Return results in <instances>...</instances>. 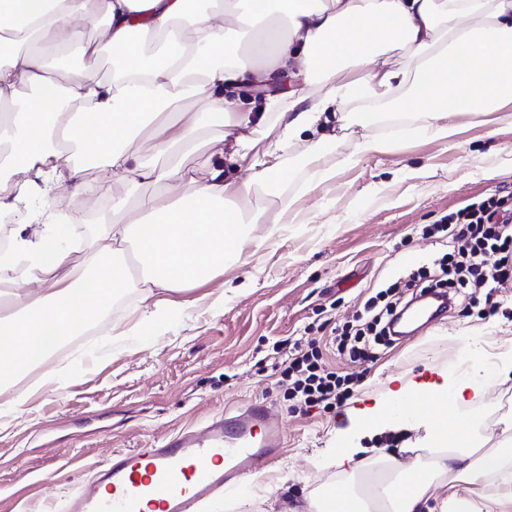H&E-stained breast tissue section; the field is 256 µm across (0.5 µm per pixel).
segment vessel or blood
Listing matches in <instances>:
<instances>
[{
  "instance_id": "vessel-or-blood-1",
  "label": "vessel or blood",
  "mask_w": 512,
  "mask_h": 512,
  "mask_svg": "<svg viewBox=\"0 0 512 512\" xmlns=\"http://www.w3.org/2000/svg\"><path fill=\"white\" fill-rule=\"evenodd\" d=\"M284 432L265 403L217 414L156 447L112 451L70 497L67 512H208L259 466L277 460Z\"/></svg>"
}]
</instances>
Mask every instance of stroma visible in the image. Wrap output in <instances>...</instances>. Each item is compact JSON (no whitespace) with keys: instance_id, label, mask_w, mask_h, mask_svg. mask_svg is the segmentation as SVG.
<instances>
[{"instance_id":"stroma-1","label":"stroma","mask_w":512,"mask_h":512,"mask_svg":"<svg viewBox=\"0 0 512 512\" xmlns=\"http://www.w3.org/2000/svg\"><path fill=\"white\" fill-rule=\"evenodd\" d=\"M337 142L312 155L298 142L283 160L273 192L292 199L275 242L249 245L239 262L204 284L171 293L166 314L152 317L139 289L118 295L104 322L123 330L106 338L80 330L50 367L64 386L45 383L23 417L0 430V512H66L72 490L113 449L156 445L209 417L266 403L285 430L272 468L225 498L222 512H282L319 497L322 484L347 485L337 455L353 451L365 468L430 445V417L411 406L373 425L360 411L386 402L389 379L405 385L431 369L456 377L489 371L482 394L460 411L485 447L512 448V281L497 288V310L460 297L430 327L380 348L374 359L339 358L331 336L362 314L367 299L445 253L428 225L464 205L512 192V105L454 118L445 140L425 134L424 107L349 104ZM388 141L380 152L356 154L361 134ZM146 185L104 189L90 206L62 203L54 222L93 229L112 216L113 198L130 195L133 214L154 198ZM302 338L320 347L328 370L357 373L353 396L332 410L292 411L287 386L273 367L274 348ZM393 454H386L388 439Z\"/></svg>"}]
</instances>
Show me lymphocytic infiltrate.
I'll return each mask as SVG.
<instances>
[{
    "instance_id": "1",
    "label": "lymphocytic infiltrate",
    "mask_w": 512,
    "mask_h": 512,
    "mask_svg": "<svg viewBox=\"0 0 512 512\" xmlns=\"http://www.w3.org/2000/svg\"><path fill=\"white\" fill-rule=\"evenodd\" d=\"M433 231L447 239L448 250L431 268H419L408 280V287L444 288L455 296L481 292L486 296L484 314L494 313L495 289L512 280V206L505 198L492 195L443 216ZM488 253L495 254L494 264L485 263ZM399 295L394 284L368 299L357 324L344 327L333 337L337 354L353 362L369 359L374 346L383 340L382 321L393 317L400 307ZM281 365L283 376L291 382L288 398L299 409L343 404L358 380L354 374L327 370L321 351L300 338Z\"/></svg>"
}]
</instances>
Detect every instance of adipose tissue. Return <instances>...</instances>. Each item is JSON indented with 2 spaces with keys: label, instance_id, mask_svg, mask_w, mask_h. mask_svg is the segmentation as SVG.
Returning <instances> with one entry per match:
<instances>
[{
  "label": "adipose tissue",
  "instance_id": "obj_1",
  "mask_svg": "<svg viewBox=\"0 0 512 512\" xmlns=\"http://www.w3.org/2000/svg\"><path fill=\"white\" fill-rule=\"evenodd\" d=\"M191 0H0V211H14L11 250L0 258V383L17 384L44 366L66 336L112 305L132 279L133 254L146 296L165 312V293L210 280L225 262L240 259L250 224L270 235L291 208L246 216L240 203L274 182L297 141L318 154L336 140L352 101L424 104L431 135L448 139L450 119L480 115L512 103V0H225L177 28ZM77 50L94 61L110 48L121 65L108 79L88 72L58 83L44 47ZM410 50L398 69L390 53ZM247 80L289 85V103L270 100L266 111L247 109L233 87ZM316 85V95L305 88ZM410 96H401L403 86ZM29 95H22V88ZM200 112L175 126L155 124L178 112L186 96ZM277 134L257 138L269 113ZM154 124L150 152L138 144ZM224 129L230 150L203 177L184 172L181 157L206 147L202 133ZM101 182L137 191L161 187L146 214L127 221V198L112 201L111 223L84 241V265L57 277L66 253L58 248L45 209L60 189L86 198V168ZM46 206L31 207L33 198ZM24 265L35 291L16 287L7 270ZM440 447L428 460L388 459L389 472L419 478L400 496L374 486L369 512H423L435 482L493 486L512 501V451L486 448L473 430L455 440L438 429Z\"/></svg>",
  "mask_w": 512,
  "mask_h": 512
}]
</instances>
